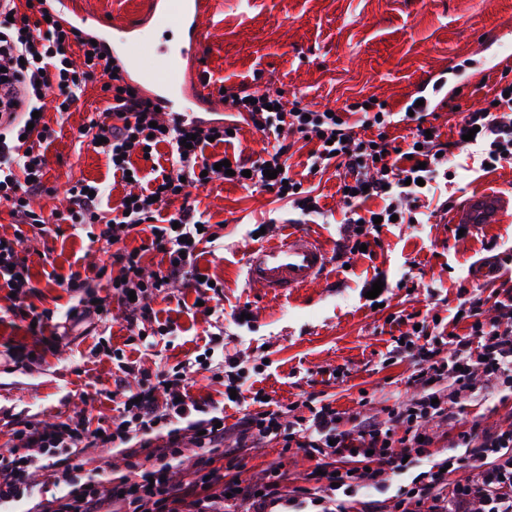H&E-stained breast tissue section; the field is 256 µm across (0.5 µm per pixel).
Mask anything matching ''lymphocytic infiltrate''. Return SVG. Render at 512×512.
Returning <instances> with one entry per match:
<instances>
[{
	"label": "lymphocytic infiltrate",
	"mask_w": 512,
	"mask_h": 512,
	"mask_svg": "<svg viewBox=\"0 0 512 512\" xmlns=\"http://www.w3.org/2000/svg\"><path fill=\"white\" fill-rule=\"evenodd\" d=\"M49 13L44 0H25L21 6L7 0L0 8V69L6 75L0 81V207L7 208L14 224L40 231L52 220L97 225L95 241L112 248L107 263L70 273L61 287L74 291L108 283L135 321L155 325L159 336L170 334L171 328L157 323L151 302L165 288L177 283L193 288L204 303L223 292L221 285L199 278L198 260L211 230L204 212L187 200L182 183L253 186L308 211L315 197L287 171L289 135L308 139L311 173L333 165L351 175L342 200L350 212L348 250L355 253L360 246L379 245L381 224L404 216L405 204L418 200L422 183L451 178L452 150L463 146L464 134H472L481 163L490 168L512 160L511 82L495 94L493 103L469 112L451 142L441 141L439 132H428L425 113L403 115V122L415 124L405 145L389 138L387 130L395 117L386 108L371 113L363 103L353 102L330 114L309 113L298 105L285 110L280 97L243 89L230 99L231 108L272 143L256 159L231 160L211 149L212 144L231 142L229 123L172 122L151 108L141 92L110 75L101 46L62 27ZM74 47L84 59L82 66L72 63ZM99 73L105 76L101 91L106 106L102 115L90 117L77 129L75 138L105 155L113 173H132L140 189L134 201L109 211L102 207L106 186L81 180L67 189L65 210L45 216L33 206L34 198L47 190L46 150L55 135L40 116L45 98L54 94L56 112L70 111L87 81ZM354 114L361 117L356 126L349 122ZM362 129L375 131V138L359 137ZM161 145L171 149L169 166L152 167L148 180H141L134 158ZM226 159L230 171L216 170V163ZM268 168L276 170V178L265 177ZM375 198L383 202L378 217L359 214V207ZM174 199L181 202L178 210L168 223H156L161 206ZM138 233L144 236L141 246L124 248V241ZM24 242L21 234L11 240L0 238V290L14 292L19 303L36 290ZM149 252L162 254L165 267L147 270L142 258ZM451 324L452 332L396 347L397 357L412 364L409 383L415 392L385 420L358 418L344 429L340 412L328 403L312 409L309 419L288 423L282 409L250 410L238 427L236 448L280 437L302 450L315 469L307 473L308 485L296 502L317 503L318 512H386L377 500L354 506L353 494L378 485L383 475L407 473L412 480L399 489L400 512H512V424L493 430L474 426L458 433V445L472 471L463 481L454 477L452 458L438 459L430 453L434 437L428 429L435 420L451 423V407L464 394L493 395L503 386L512 387V289L470 296L459 304ZM460 325L465 328L461 334L456 331ZM122 372L111 392L118 413L102 429L91 428L79 411L53 424L15 421L13 437L19 448L0 454L1 502L24 495L33 474L49 465L69 490L48 500L40 512H225L230 504L245 512H276L282 506L284 474L278 464L255 483L220 468L209 469L201 480L174 481V461L184 442L213 453L223 449V410L214 401L191 394L186 365L152 374L129 363ZM441 382L448 385L447 395L432 396L433 386ZM118 442L129 447L128 475L109 487L83 482L78 456ZM141 447L154 448L152 468L136 462Z\"/></svg>",
	"instance_id": "obj_1"
}]
</instances>
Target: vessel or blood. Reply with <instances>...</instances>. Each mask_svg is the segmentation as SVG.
<instances>
[{
  "instance_id": "b4317fda",
  "label": "vessel or blood",
  "mask_w": 512,
  "mask_h": 512,
  "mask_svg": "<svg viewBox=\"0 0 512 512\" xmlns=\"http://www.w3.org/2000/svg\"><path fill=\"white\" fill-rule=\"evenodd\" d=\"M50 5L64 26L83 27L110 44L109 57L119 66L125 81L138 87L171 118L183 122L200 112L222 111L211 83L195 68L205 40L202 19L208 0H148L140 18L112 23L79 7L77 0H50ZM158 20L167 30L177 33V52L168 53L145 40V31ZM511 210L512 198L490 191H471L456 208L453 221L476 228L500 223ZM328 263L326 250L311 234L289 230L271 241L250 245L244 269L250 284L282 296L317 282Z\"/></svg>"
}]
</instances>
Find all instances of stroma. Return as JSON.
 <instances>
[{"mask_svg": "<svg viewBox=\"0 0 512 512\" xmlns=\"http://www.w3.org/2000/svg\"><path fill=\"white\" fill-rule=\"evenodd\" d=\"M510 31L512 0H213L200 70L227 93L244 84L261 92L279 90L286 102L318 111L370 101L396 112L428 78H438L444 86L431 94L435 124L448 140L467 112L493 98L500 73L492 65ZM100 86L97 80L87 83L70 112L46 114L57 136L47 151L50 192L37 200L44 212L59 206L64 189L78 180L106 185L108 209L129 190L113 177L105 155L73 137L92 113L104 109ZM309 151L305 143L294 146L289 174L315 187L320 214L303 215L272 194L230 183L193 191L219 234L199 266L223 286L221 313L197 312L193 289L170 288L152 307L160 321L173 322L174 333L138 340L137 328L115 301L109 343L99 345L92 321H71L66 339L51 350L37 342L27 319L6 312L0 318V449L12 446L17 418L52 423L82 409L91 425L111 420L115 405L106 394L122 360L153 372L207 354L206 369L194 376V396L220 403L227 386L235 384L277 401L292 421L309 416L319 400L376 420L407 401L412 367L391 358L396 338L422 320L448 322L465 293L486 296L512 288V217L464 231L449 223L446 211L467 189L512 194V162L486 172L458 152L452 180L438 179L426 197L430 212L414 224L383 226L379 247L352 255L342 248L338 193L346 171L332 167L309 174ZM290 221L317 237L330 265L313 286L273 297L247 282L245 250L255 233L274 238ZM88 231L85 225L52 223L28 242L26 256L38 283L27 299L30 307L59 316L73 305L72 294L59 288L56 278L106 258L105 244L90 242ZM484 258L500 260L503 271L478 284L471 267ZM377 280L385 288L377 299H368ZM243 308L249 319L235 320ZM214 333L222 341L208 345ZM16 345L28 348L18 362L9 353ZM455 410V430L475 422L494 428L512 418V392L492 399L468 395ZM273 462L282 463L289 491L302 485L310 466L299 449L279 438L235 458L242 478L253 481Z\"/></svg>", "mask_w": 512, "mask_h": 512, "instance_id": "35a3bbf8", "label": "stroma"}]
</instances>
